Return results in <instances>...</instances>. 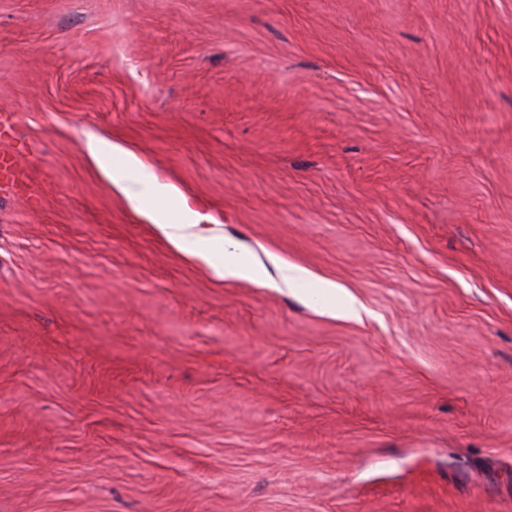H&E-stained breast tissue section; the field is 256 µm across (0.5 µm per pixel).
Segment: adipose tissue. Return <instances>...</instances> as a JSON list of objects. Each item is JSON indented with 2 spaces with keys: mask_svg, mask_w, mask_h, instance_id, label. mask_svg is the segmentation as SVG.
Returning a JSON list of instances; mask_svg holds the SVG:
<instances>
[{
  "mask_svg": "<svg viewBox=\"0 0 512 512\" xmlns=\"http://www.w3.org/2000/svg\"><path fill=\"white\" fill-rule=\"evenodd\" d=\"M89 149L99 166L119 186L124 184L128 171L142 166L132 153L107 141L92 143ZM173 195V186L154 177L144 191L129 193L128 198L135 208L151 211L155 228L173 248L207 265L218 278L261 283L278 291L287 290L299 298L308 297L313 291L323 297L335 296L334 281L314 278L307 269L274 255L260 261L236 240L207 228L198 212L185 207L179 216H171L161 203ZM271 267L276 269V276L268 275Z\"/></svg>",
  "mask_w": 512,
  "mask_h": 512,
  "instance_id": "adipose-tissue-1",
  "label": "adipose tissue"
}]
</instances>
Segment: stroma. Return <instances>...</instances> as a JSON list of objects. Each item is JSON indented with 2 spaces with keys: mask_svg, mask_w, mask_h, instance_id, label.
<instances>
[{
  "mask_svg": "<svg viewBox=\"0 0 512 512\" xmlns=\"http://www.w3.org/2000/svg\"><path fill=\"white\" fill-rule=\"evenodd\" d=\"M1 154L0 512H512V0H0ZM99 166L112 176L136 209L151 211L154 224L160 234L177 251L188 258L207 265L220 279L231 278L264 284L277 291L287 290L299 298L309 299L310 286L314 285L321 297L336 296V282L315 279L307 269L291 264L273 254H268L269 263L276 269L277 277L268 275L264 264L236 240L209 229L201 222L205 217L188 207H183L178 217L159 206L170 200L174 188L155 176L147 182L146 189L134 193L124 185L126 173L143 165L132 153L119 145L107 141L90 144Z\"/></svg>",
  "mask_w": 512,
  "mask_h": 512,
  "instance_id": "obj_1",
  "label": "stroma"
}]
</instances>
